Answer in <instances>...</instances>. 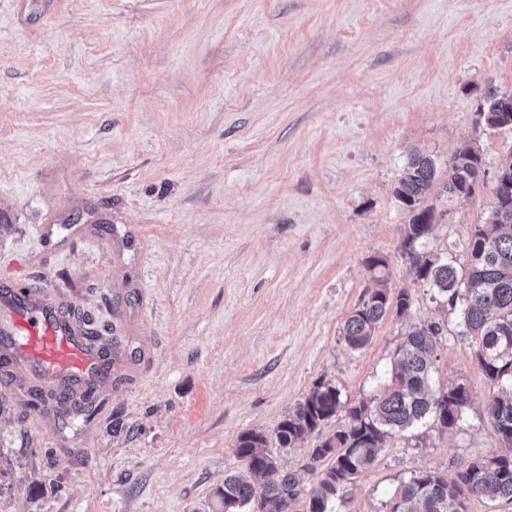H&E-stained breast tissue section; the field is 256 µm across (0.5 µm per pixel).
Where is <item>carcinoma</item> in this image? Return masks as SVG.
Masks as SVG:
<instances>
[{"label":"carcinoma","mask_w":512,"mask_h":512,"mask_svg":"<svg viewBox=\"0 0 512 512\" xmlns=\"http://www.w3.org/2000/svg\"><path fill=\"white\" fill-rule=\"evenodd\" d=\"M479 112L491 128L511 126L512 93L487 84ZM480 168V154L464 146L448 161V176L441 180L435 160L414 152L394 193L407 212L400 251L408 261L409 274L451 306L462 305V324L476 339V360L492 385L484 411L503 448L464 466L450 480L435 471L411 474L386 502L387 512H467V500L484 494L512 502V196L495 193L489 219L475 225L464 273L447 261L425 256L423 250L432 236L424 225L435 224V209L423 206L430 191L435 188L438 198L456 201L460 178ZM386 265L381 257L367 260L376 287L364 295L342 326L341 336L354 350L371 341L388 312ZM440 334L437 324L408 332L395 348L389 383L373 397L348 404L335 385L320 380L278 424L276 441L282 448H291L337 414H344L345 427L316 445L304 467L315 475L313 482L306 483L297 472L277 473L276 460L263 451L267 436L261 431L242 433L235 451L246 460V472L224 477L213 492L216 512H288L299 500L304 502V512H329L330 504L344 498L355 479L384 451L385 438L427 418L440 421L445 430L456 428L471 395L462 383L432 388Z\"/></svg>","instance_id":"obj_1"}]
</instances>
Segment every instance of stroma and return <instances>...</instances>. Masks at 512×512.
Here are the masks:
<instances>
[{
	"label": "stroma",
	"instance_id": "stroma-1",
	"mask_svg": "<svg viewBox=\"0 0 512 512\" xmlns=\"http://www.w3.org/2000/svg\"><path fill=\"white\" fill-rule=\"evenodd\" d=\"M490 81L512 91V0H0V287L112 360L89 418L55 379L0 372V512H212L241 433L302 469L346 420L290 448L279 422L321 380L370 397L433 323L461 425L388 438L332 512L498 452L476 340L409 275L394 194L411 152L443 173L476 147V193L427 200V252L466 270L512 153V128L478 122ZM373 256L411 307L354 350Z\"/></svg>",
	"mask_w": 512,
	"mask_h": 512
}]
</instances>
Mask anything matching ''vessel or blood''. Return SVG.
Masks as SVG:
<instances>
[{"instance_id":"vessel-or-blood-1","label":"vessel or blood","mask_w":512,"mask_h":512,"mask_svg":"<svg viewBox=\"0 0 512 512\" xmlns=\"http://www.w3.org/2000/svg\"><path fill=\"white\" fill-rule=\"evenodd\" d=\"M0 332L14 336L22 356L46 374L63 377L89 392L95 387L105 360L76 335L70 322L44 300H29L19 309L0 315Z\"/></svg>"}]
</instances>
